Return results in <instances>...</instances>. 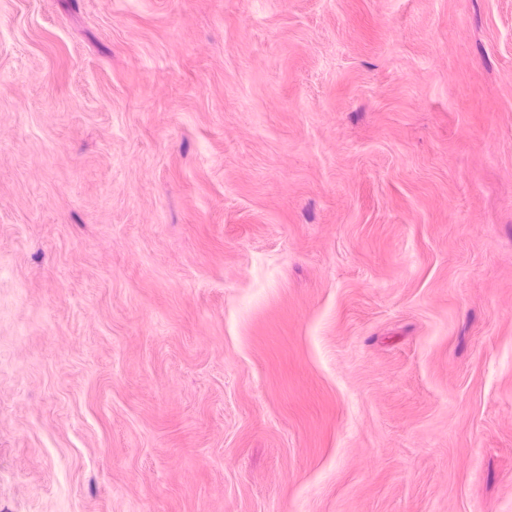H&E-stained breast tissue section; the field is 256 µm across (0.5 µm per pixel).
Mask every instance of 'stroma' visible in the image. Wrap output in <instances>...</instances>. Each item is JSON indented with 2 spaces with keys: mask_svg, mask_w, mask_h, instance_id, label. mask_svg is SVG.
<instances>
[{
  "mask_svg": "<svg viewBox=\"0 0 512 512\" xmlns=\"http://www.w3.org/2000/svg\"><path fill=\"white\" fill-rule=\"evenodd\" d=\"M0 512H512V0H0Z\"/></svg>",
  "mask_w": 512,
  "mask_h": 512,
  "instance_id": "stroma-1",
  "label": "stroma"
}]
</instances>
